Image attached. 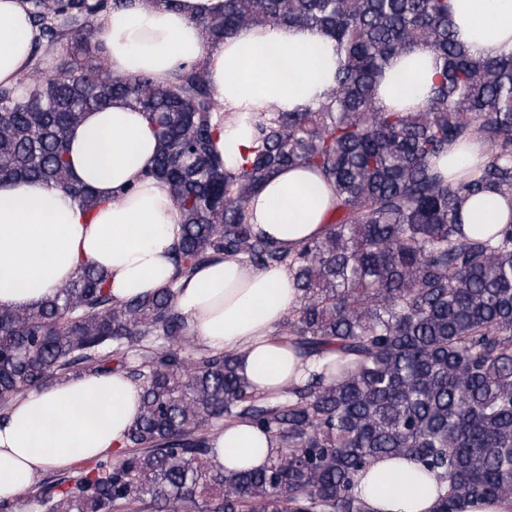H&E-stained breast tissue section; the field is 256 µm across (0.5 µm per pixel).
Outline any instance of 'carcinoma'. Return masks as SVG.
<instances>
[{"instance_id": "1", "label": "carcinoma", "mask_w": 512, "mask_h": 512, "mask_svg": "<svg viewBox=\"0 0 512 512\" xmlns=\"http://www.w3.org/2000/svg\"><path fill=\"white\" fill-rule=\"evenodd\" d=\"M38 44L63 45L0 87V182L39 180L84 212L100 199L70 176L66 134L120 99L149 119L159 181L180 216L174 275L116 300L84 267L48 298L0 307V418L31 389L80 371L127 374L142 388L124 450L29 489L41 512H364L358 477L406 456L446 485L436 512L512 500V218L492 235L463 230L462 208L512 197V52L475 57L448 0H224L199 24L212 41L286 24L332 39L341 64L314 107L261 114L243 162L214 150L223 116L204 69L173 80L116 78L88 30L136 0H28ZM416 50L440 65L420 112L377 105L392 59ZM488 146L479 175L452 183L432 161L454 144ZM305 166L332 186L328 232L292 251L255 232L249 206L275 172ZM217 256L282 265L297 305L276 339L321 365L258 391L233 353L194 343L175 305L179 282ZM247 423L276 452L259 468L212 460L211 434Z\"/></svg>"}]
</instances>
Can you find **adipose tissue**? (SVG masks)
Returning a JSON list of instances; mask_svg holds the SVG:
<instances>
[{
  "label": "adipose tissue",
  "mask_w": 512,
  "mask_h": 512,
  "mask_svg": "<svg viewBox=\"0 0 512 512\" xmlns=\"http://www.w3.org/2000/svg\"><path fill=\"white\" fill-rule=\"evenodd\" d=\"M457 38L471 54L512 51V0H449ZM27 0H0V85H15L31 65L35 37ZM224 12V0H164L101 15L95 39L113 76L147 73L170 79L202 64L213 97L226 114L217 147L237 165L255 137L259 113L293 112L315 105L339 67L333 41L317 31L286 25L256 26L209 41L200 19ZM437 67L429 52L395 59L378 88V103L417 112L431 96ZM71 176L94 189L98 209L82 213L63 189L39 181L0 183V307H23L50 296L82 266L104 270L112 295L125 299L162 288L173 274L179 213L158 181L149 178L158 142L142 112L123 101L85 113L67 134ZM487 149L477 139L438 160L452 181L468 179ZM335 203L322 176L287 168L250 202V222L279 247L291 250L321 238ZM512 217V199L497 194L470 199L467 233L493 232ZM287 268H257L219 257L182 282L176 306L188 333L216 352H232L256 389L275 391L299 379L305 359L275 333L296 306ZM141 388L125 374L87 372L20 398L0 423V500L27 490L46 469L118 451L136 421ZM214 461L229 470L258 467L274 443L240 423L212 436ZM444 486L419 474L405 458H381L358 478L355 493L366 512H434Z\"/></svg>",
  "instance_id": "1"
}]
</instances>
